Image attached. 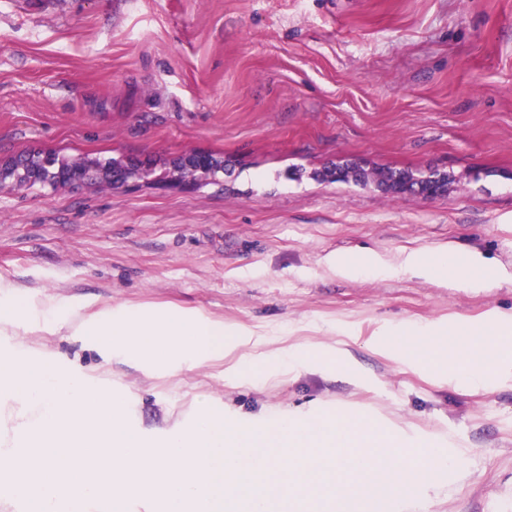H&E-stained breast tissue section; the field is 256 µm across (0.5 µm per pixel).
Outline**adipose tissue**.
<instances>
[{
	"label": "adipose tissue",
	"mask_w": 512,
	"mask_h": 512,
	"mask_svg": "<svg viewBox=\"0 0 512 512\" xmlns=\"http://www.w3.org/2000/svg\"><path fill=\"white\" fill-rule=\"evenodd\" d=\"M404 265L448 277L464 288H489L495 282L494 276L476 258L461 266L447 255L429 260L412 253L405 258ZM37 312L50 323L54 332L85 339L100 350L104 358L123 352L154 368L199 365L223 358L229 342L239 339L238 334L225 328L222 322L177 310L157 314L108 308L88 315L62 316L55 298L48 296L41 301ZM503 323V317L493 313L478 326L452 325L442 333L405 331L381 336L379 342L393 354L422 368H438V355H445L455 378L477 387L488 381L491 354L512 348V338L501 330Z\"/></svg>",
	"instance_id": "adipose-tissue-1"
}]
</instances>
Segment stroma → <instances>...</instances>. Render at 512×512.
I'll return each instance as SVG.
<instances>
[{"instance_id":"stroma-1","label":"stroma","mask_w":512,"mask_h":512,"mask_svg":"<svg viewBox=\"0 0 512 512\" xmlns=\"http://www.w3.org/2000/svg\"><path fill=\"white\" fill-rule=\"evenodd\" d=\"M50 152L144 176L0 186V304L182 309L251 337L150 376L37 336L125 392L134 427L163 434L199 396L234 425L346 407L459 458L395 512H512V356L470 389L376 342L512 321V0H0V163ZM191 153L226 169L168 184ZM339 162L456 180L427 199L314 179ZM409 252L476 254L498 279L397 270ZM365 254L381 272L330 265ZM297 346L335 362H289ZM242 362L274 371L227 377Z\"/></svg>"}]
</instances>
